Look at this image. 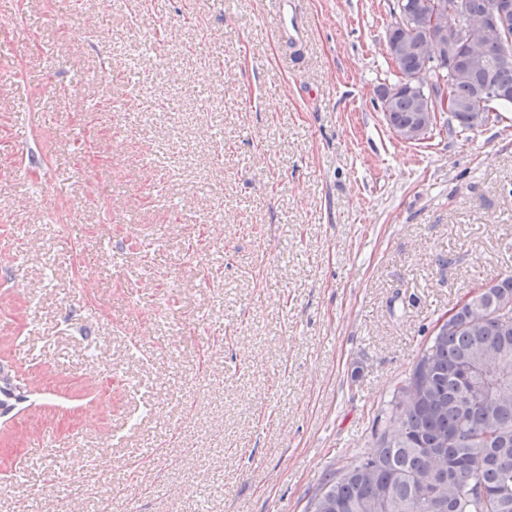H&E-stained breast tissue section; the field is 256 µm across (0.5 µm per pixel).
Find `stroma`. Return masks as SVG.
I'll list each match as a JSON object with an SVG mask.
<instances>
[{
	"label": "stroma",
	"mask_w": 512,
	"mask_h": 512,
	"mask_svg": "<svg viewBox=\"0 0 512 512\" xmlns=\"http://www.w3.org/2000/svg\"><path fill=\"white\" fill-rule=\"evenodd\" d=\"M396 4L0 0V512H305L373 451L512 272V107L399 139ZM26 392L15 380L9 368L0 365V410L1 414H6L17 403L25 400Z\"/></svg>",
	"instance_id": "stroma-1"
}]
</instances>
